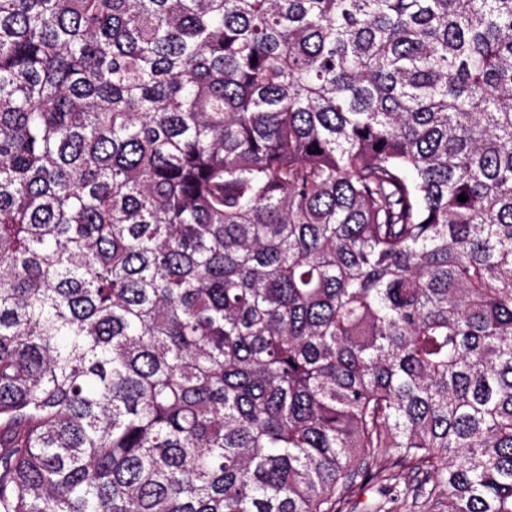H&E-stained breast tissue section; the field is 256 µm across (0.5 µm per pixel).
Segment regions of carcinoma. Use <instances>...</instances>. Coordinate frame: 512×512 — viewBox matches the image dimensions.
<instances>
[{
    "instance_id": "cac0c4a2",
    "label": "carcinoma",
    "mask_w": 512,
    "mask_h": 512,
    "mask_svg": "<svg viewBox=\"0 0 512 512\" xmlns=\"http://www.w3.org/2000/svg\"><path fill=\"white\" fill-rule=\"evenodd\" d=\"M378 478L512 512V0H0V512Z\"/></svg>"
}]
</instances>
